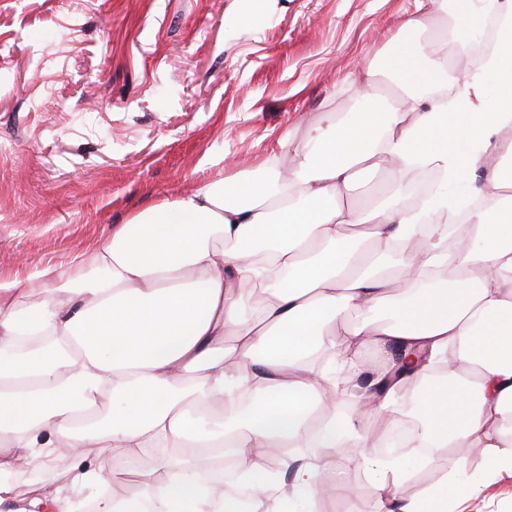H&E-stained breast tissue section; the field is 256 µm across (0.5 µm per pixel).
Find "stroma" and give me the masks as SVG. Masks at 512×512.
Instances as JSON below:
<instances>
[{"label":"stroma","instance_id":"obj_1","mask_svg":"<svg viewBox=\"0 0 512 512\" xmlns=\"http://www.w3.org/2000/svg\"><path fill=\"white\" fill-rule=\"evenodd\" d=\"M413 0H0V283L111 239L115 225L218 176L254 177L285 132L345 117L350 77L387 62ZM361 497L335 512H377ZM448 512H512V473Z\"/></svg>","mask_w":512,"mask_h":512}]
</instances>
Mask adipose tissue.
Segmentation results:
<instances>
[{
	"mask_svg": "<svg viewBox=\"0 0 512 512\" xmlns=\"http://www.w3.org/2000/svg\"><path fill=\"white\" fill-rule=\"evenodd\" d=\"M443 10L444 0H415L404 27L429 39L398 45L395 95L380 102L382 70L362 69L363 112L350 120L320 113L288 173L268 160L262 180L202 183L118 225L66 279L48 266L27 288L0 283V443L66 477L56 497L18 503L3 478L14 464L0 461V505L72 512V491L102 482L86 463L91 449L132 463L157 448L168 512H236L223 491L192 480V449L228 448L260 471L272 449L312 448L266 512H280L297 488L311 492L308 512H325L323 486L357 493L340 480L336 456L345 448L373 473L381 512H447L449 495L469 484L443 473L421 497L404 495L402 473L365 453L359 424L395 406V390L353 416L337 411L336 385L310 356L339 343L381 353L375 382L397 353L428 350L455 379L420 399L429 447L438 455L482 448L487 473L512 471V207L476 211L451 255L440 224L430 225L420 252L394 250L418 226L401 189L368 208L350 202L382 160L400 177L416 165L441 169L452 185L482 171L485 195L512 191L501 163L512 158V140L502 138L512 129V13L502 16L493 54L476 61L436 52L448 38L447 25L434 22ZM481 70L500 77L498 93L472 80ZM419 254L424 267H451V287H419L411 276ZM247 282L264 294L253 306ZM22 296L30 308L18 309ZM25 328L50 331L52 347L17 355ZM253 392L261 401L251 415H198L213 400ZM106 393L112 410L102 419ZM62 442L68 455L56 452Z\"/></svg>",
	"mask_w": 512,
	"mask_h": 512,
	"instance_id": "adipose-tissue-1",
	"label": "adipose tissue"
}]
</instances>
